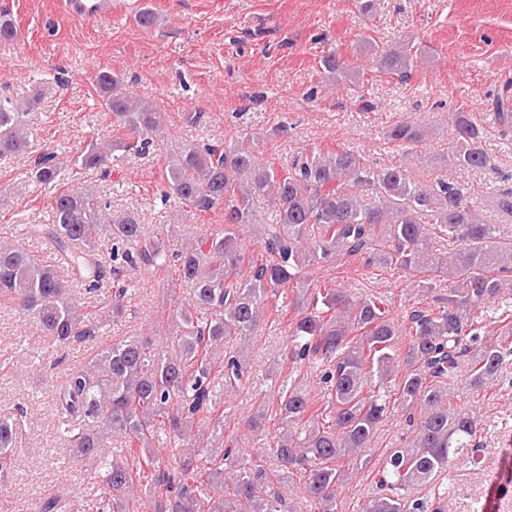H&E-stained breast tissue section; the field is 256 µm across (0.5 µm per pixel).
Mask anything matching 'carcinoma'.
Returning <instances> with one entry per match:
<instances>
[{
    "instance_id": "cac0c4a2",
    "label": "carcinoma",
    "mask_w": 512,
    "mask_h": 512,
    "mask_svg": "<svg viewBox=\"0 0 512 512\" xmlns=\"http://www.w3.org/2000/svg\"><path fill=\"white\" fill-rule=\"evenodd\" d=\"M417 55L398 43L380 54L377 71L409 76ZM333 83L359 82L334 52L322 61ZM94 85L101 107L123 135L90 140L72 155L70 169L112 175L114 162L143 152L163 132L158 105L137 99L121 76L103 69ZM35 101L0 98V158L30 161L32 182L60 181L58 153L33 150L26 118ZM494 124L512 138V81L492 100ZM454 131L447 162L465 170L483 169L489 157L481 146L485 128L472 113H452ZM387 139L413 150L428 130L399 121ZM162 204L172 199L196 213L224 209V226L175 244L149 234L136 216L112 212L109 202L75 189L57 190L48 222L23 231L49 244L81 277H65L56 261L0 242V298L32 318L55 349L65 350L96 336L100 326L127 312V288L112 291L101 317L79 310L72 289L104 287L108 275L125 269L174 267L191 288L175 353L148 337L122 336L103 346L83 367L70 369L55 386L54 401L68 419L66 441L81 457L100 461L98 478L107 497L101 512H284L276 485L286 474H301L303 498L313 512H338L339 490L371 463L372 439L395 407L414 425L410 441L392 448L376 471V492L361 512H442L416 495L455 463L476 452L481 416L454 406L453 385L478 391L498 381L512 359V243L490 249L500 225L479 214L467 188L439 178L412 181L400 166L375 169L358 151L334 149L296 155L278 167L262 164L242 145L210 140L183 144L167 157ZM274 207L272 222L261 225L247 253L240 232L259 223L255 201ZM485 211L512 219V189L480 197ZM318 228L310 237L311 228ZM444 240L461 248L435 253ZM377 260L408 275L413 290L431 295L434 306L414 307L407 325L390 314L380 296L355 297L337 285L317 283L318 271L348 258ZM248 272H243V267ZM448 276V292L434 294L436 278ZM293 293L288 307L281 364L289 373L319 370L329 393L320 411L305 391L288 379L277 396L261 401L244 425L263 433L278 468L245 462L240 450L224 445L226 412L215 413L214 390L237 389L250 377V360L230 343L247 340L264 323L268 308ZM485 316L475 317L477 309ZM408 337L399 347L400 336ZM210 422L199 429L198 422ZM162 435L182 446L179 465L170 469L150 447ZM124 439L140 449L130 464L106 452V440ZM21 443L13 414L0 413V493L11 478L14 449ZM151 478L139 482L145 469ZM230 480H224V473ZM73 500L54 493L35 512H72Z\"/></svg>"
}]
</instances>
